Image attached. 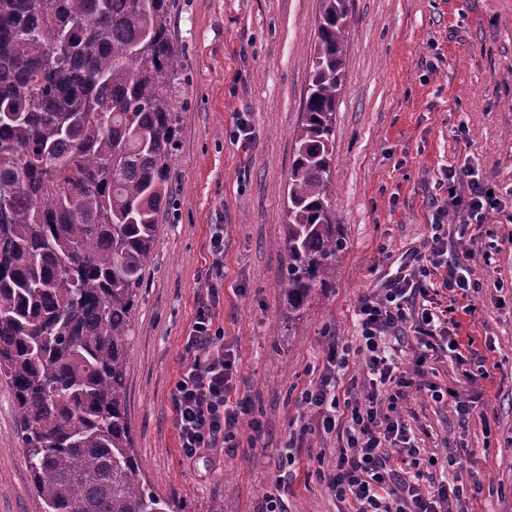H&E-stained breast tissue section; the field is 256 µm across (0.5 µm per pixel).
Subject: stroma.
<instances>
[{"instance_id": "1", "label": "stroma", "mask_w": 512, "mask_h": 512, "mask_svg": "<svg viewBox=\"0 0 512 512\" xmlns=\"http://www.w3.org/2000/svg\"><path fill=\"white\" fill-rule=\"evenodd\" d=\"M185 64L171 165L174 204L160 223L127 346V416L141 471L188 512H348L322 473L344 441L300 401L325 373L330 341L357 347L361 298L381 293L430 240L447 206L448 167L502 201L459 227L449 258L479 284L457 300L466 367L441 357L400 413L431 481L461 490L451 512H512V0H351L331 182L345 248L329 287L289 319L278 286L294 131L311 74L320 0H171ZM224 227L213 305L239 359L248 412L234 454L178 448L170 393L207 296L211 235ZM474 306L466 314L465 306ZM488 368L470 383L465 371ZM447 389L443 398L431 386ZM472 404L467 416L457 403ZM0 512H42L19 420L0 380Z\"/></svg>"}]
</instances>
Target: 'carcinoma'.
<instances>
[{"label":"carcinoma","instance_id":"obj_1","mask_svg":"<svg viewBox=\"0 0 512 512\" xmlns=\"http://www.w3.org/2000/svg\"><path fill=\"white\" fill-rule=\"evenodd\" d=\"M288 184V319L345 248L332 209L350 0H320ZM169 0H0V377L44 512H177L142 480L126 351L170 203Z\"/></svg>","mask_w":512,"mask_h":512}]
</instances>
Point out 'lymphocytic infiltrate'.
<instances>
[{
	"label": "lymphocytic infiltrate",
	"instance_id": "f902f5d3",
	"mask_svg": "<svg viewBox=\"0 0 512 512\" xmlns=\"http://www.w3.org/2000/svg\"><path fill=\"white\" fill-rule=\"evenodd\" d=\"M448 206L437 207L439 217L426 252L415 254L414 271L394 277L382 297L363 299L355 307L359 336L355 351L329 343L326 374L303 396L324 432L342 431L344 448L338 451L328 488L351 501L354 512H448L450 488L426 485L416 462L409 430L397 417L398 402L414 377L422 376L428 352L412 360V370L400 362V335L406 328L430 338H443L450 352L460 353L461 342L451 334L455 320L442 309L431 278L438 268L448 270L443 286L468 292L476 284L460 263L448 261L449 232L443 222L447 207L462 214L466 224H478L499 206L488 186L467 181L465 171L449 168ZM184 370L171 392L179 448L185 458L202 449L235 452L246 413L238 394V361L224 346V330L215 327L208 306H201L187 336ZM360 356L363 385L360 394L341 396L336 375L347 372L352 356Z\"/></svg>",
	"mask_w": 512,
	"mask_h": 512
}]
</instances>
